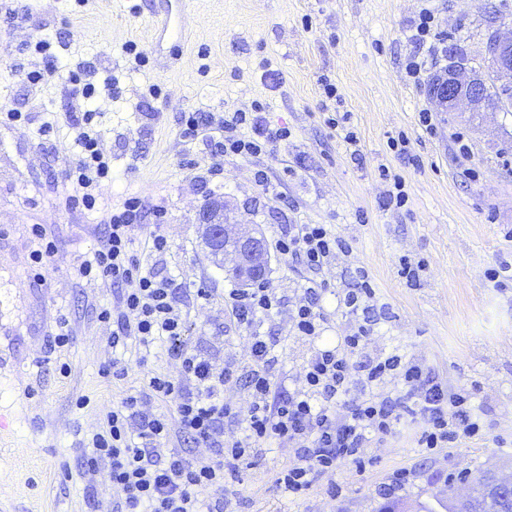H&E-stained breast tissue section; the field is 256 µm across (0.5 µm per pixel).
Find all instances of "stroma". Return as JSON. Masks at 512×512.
I'll return each instance as SVG.
<instances>
[{
  "label": "stroma",
  "instance_id": "35a3bbf8",
  "mask_svg": "<svg viewBox=\"0 0 512 512\" xmlns=\"http://www.w3.org/2000/svg\"><path fill=\"white\" fill-rule=\"evenodd\" d=\"M187 7L183 52L167 61L147 0H0V415L8 422L0 432V512H113L123 493L104 475H83L86 438L130 395L148 411L175 414L174 402L144 393L148 373L178 372L160 347L142 364L126 352L122 378L102 374L114 358L112 326L97 314L118 310L120 292L74 273L107 235L99 218L65 202L81 155L66 120L64 78L79 68L91 70L96 87L108 80L118 87L99 101L100 148L112 167L104 197L115 207L138 197L136 238L156 230L170 245L158 268L189 290L202 283L212 290L207 300L181 299L188 346L218 365L235 361L242 375L252 365L245 331L224 311V293L236 282L200 237L199 214L217 195L232 221L259 225L269 242L283 224L332 225L348 249L322 273L332 288L322 301L326 338L347 326L336 293L366 267L389 309L367 353L399 347L448 390L473 392L482 410L480 436L427 454L417 444L422 421H410L363 449L362 463H342L298 496L276 483L293 451L272 442L227 486L233 512H379L378 486L400 472L409 481L396 496L419 512L483 471L512 473V286L484 276L496 259L512 261V112H437V132L428 136L418 116L430 108L429 84H413L404 67L414 49L411 25L425 7L447 37L435 67L486 64L488 36L497 18L512 20V0H187ZM44 37L52 41L46 53L35 48ZM34 70L43 75L36 89L23 78ZM327 81L338 100L326 99ZM258 103L268 122L292 131L271 153L214 159L180 135L182 113L219 116ZM328 108L345 114L356 145L325 125ZM47 122L53 129L41 134ZM457 132L467 157L456 151ZM400 133L414 162L388 147ZM259 170L268 176L262 185ZM388 172L406 182L404 208L382 205ZM41 240L55 255L38 280L29 268ZM404 255L424 264L415 281L399 273ZM62 321L72 342L57 349ZM264 329L274 384L300 386L311 342L294 335L284 311Z\"/></svg>",
  "mask_w": 512,
  "mask_h": 512
}]
</instances>
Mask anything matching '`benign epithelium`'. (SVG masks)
I'll list each match as a JSON object with an SVG mask.
<instances>
[{
  "mask_svg": "<svg viewBox=\"0 0 512 512\" xmlns=\"http://www.w3.org/2000/svg\"><path fill=\"white\" fill-rule=\"evenodd\" d=\"M488 72L501 92L499 109L512 107V24L498 25L486 47ZM486 72V73H488ZM486 73L455 62L436 74L429 102L436 112H487L485 99ZM200 230L211 250V258L223 263L243 284L259 278L268 270L269 250L255 224H233L224 221V204L214 202L199 218ZM486 495L488 512H500L503 499L512 495V475L495 477L494 489L488 490L477 480L475 496Z\"/></svg>",
  "mask_w": 512,
  "mask_h": 512,
  "instance_id": "7a95c632",
  "label": "benign epithelium"
}]
</instances>
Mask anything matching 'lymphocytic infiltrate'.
I'll use <instances>...</instances> for the list:
<instances>
[{
  "label": "lymphocytic infiltrate",
  "mask_w": 512,
  "mask_h": 512,
  "mask_svg": "<svg viewBox=\"0 0 512 512\" xmlns=\"http://www.w3.org/2000/svg\"><path fill=\"white\" fill-rule=\"evenodd\" d=\"M437 36L433 11L423 9L414 24L419 51L406 63L413 81L422 80L437 56ZM93 94L92 84H84V110L69 115L83 153L70 176V198L101 215L108 234L76 271L80 278L109 281L121 289L120 311L104 308L98 313L100 321L112 326L113 349L158 343L180 364L179 377L154 373L146 381L149 392L174 400L176 421L143 410L138 397L129 396L107 411L102 429L90 440L83 471L93 475L106 470L109 482L123 489L116 512H224L223 498L218 495L208 502L204 492L224 489L241 465L272 440L294 450L277 482L285 492L298 495L319 477L333 474L341 463L360 461L371 442L396 435L403 418L423 419L418 445L429 451L481 432V412L471 391L448 392L421 359L397 349L364 356L387 311L379 305L370 273L362 266L355 270L353 288L339 297L338 307L349 326L336 342L323 339L328 318L321 301L330 285L310 279L302 286L301 298L289 306L264 282L225 294V308L247 333L253 367L246 377H239L233 364L216 367L204 353L190 348L184 339L187 316L179 302L180 285L172 276L147 269L133 253V231L141 221L138 201L128 198L115 209L102 197L110 165L98 148L100 132L94 120L100 112ZM180 135L190 145L206 143L215 157H252L269 153L292 132L285 126L270 127L256 110L221 117L186 112L180 119ZM275 249L288 260L320 271L346 245L330 225L286 224ZM283 310L288 311L295 334L314 341L315 347L304 366L303 387L279 391L268 373L273 346L263 325ZM241 379L251 392L250 415L243 434L228 438L224 421L231 409L224 390ZM341 402L347 411L340 416L336 406ZM175 429L194 443L215 447V460L196 463L175 448L161 453V445Z\"/></svg>",
  "instance_id": "lymphocytic-infiltrate-1"
}]
</instances>
